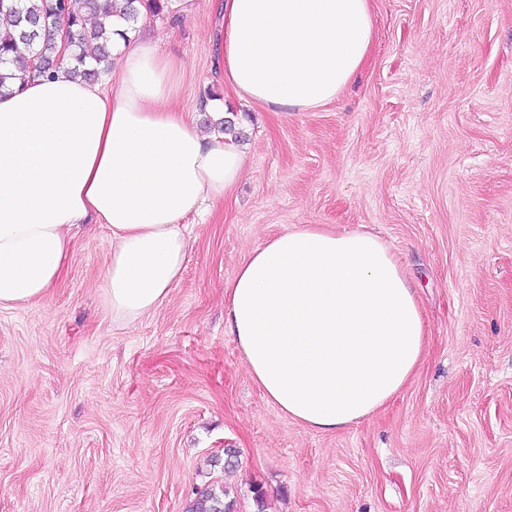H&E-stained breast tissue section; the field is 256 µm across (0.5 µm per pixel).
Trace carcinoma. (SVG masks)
Instances as JSON below:
<instances>
[{
  "instance_id": "cac0c4a2",
  "label": "carcinoma",
  "mask_w": 512,
  "mask_h": 512,
  "mask_svg": "<svg viewBox=\"0 0 512 512\" xmlns=\"http://www.w3.org/2000/svg\"><path fill=\"white\" fill-rule=\"evenodd\" d=\"M164 0H122L119 15L130 30L140 17L162 14ZM98 0H0V92L34 69L51 77L62 65L57 45L58 28L66 24L72 48V72L94 82L111 69L112 24L100 17ZM224 489L195 493L187 512H232L224 503Z\"/></svg>"
}]
</instances>
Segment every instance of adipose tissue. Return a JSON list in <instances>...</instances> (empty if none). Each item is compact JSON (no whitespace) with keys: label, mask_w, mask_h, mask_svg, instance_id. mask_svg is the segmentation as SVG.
<instances>
[{"label":"adipose tissue","mask_w":512,"mask_h":512,"mask_svg":"<svg viewBox=\"0 0 512 512\" xmlns=\"http://www.w3.org/2000/svg\"><path fill=\"white\" fill-rule=\"evenodd\" d=\"M217 78L272 112L328 104L373 39L370 0H217ZM112 84L68 67L0 94V309L46 299L71 230L107 225L102 291L116 324L155 313L190 252L187 219L247 169L227 136L175 105L184 64L158 39L116 38ZM226 323L251 377L300 425L358 424L411 380L424 320L378 237L293 227L246 253L225 283Z\"/></svg>","instance_id":"obj_1"}]
</instances>
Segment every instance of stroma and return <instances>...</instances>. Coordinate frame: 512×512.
Masks as SVG:
<instances>
[{"mask_svg": "<svg viewBox=\"0 0 512 512\" xmlns=\"http://www.w3.org/2000/svg\"><path fill=\"white\" fill-rule=\"evenodd\" d=\"M370 6L364 67L306 112L215 83V0L141 21L184 63L180 109L236 113L247 172L190 216L154 314L113 324L101 224L48 299L0 309V512H186L207 487L233 512H512V0ZM308 224L380 237L426 329L411 382L328 432L269 401L224 328L242 256Z\"/></svg>", "mask_w": 512, "mask_h": 512, "instance_id": "1", "label": "stroma"}]
</instances>
